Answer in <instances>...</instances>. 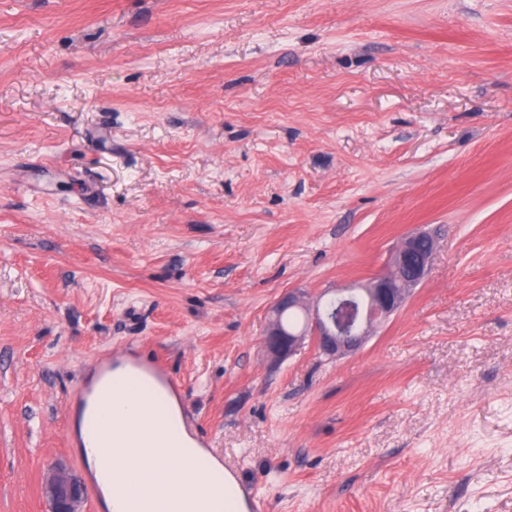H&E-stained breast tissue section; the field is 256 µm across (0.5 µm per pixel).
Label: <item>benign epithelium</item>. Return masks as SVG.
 <instances>
[{
    "instance_id": "1",
    "label": "benign epithelium",
    "mask_w": 512,
    "mask_h": 512,
    "mask_svg": "<svg viewBox=\"0 0 512 512\" xmlns=\"http://www.w3.org/2000/svg\"><path fill=\"white\" fill-rule=\"evenodd\" d=\"M434 254L432 236L417 230L393 251L385 269L365 283L328 289L311 306L292 292L282 294L272 307L274 319L263 341L266 352L281 361L294 355L307 339L328 357L357 350L400 308L410 289L425 279ZM290 311L303 314V326L291 329L283 323ZM41 493L49 512H81L84 489L62 464L49 467Z\"/></svg>"
}]
</instances>
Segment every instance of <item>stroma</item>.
<instances>
[{
	"label": "stroma",
	"mask_w": 512,
	"mask_h": 512,
	"mask_svg": "<svg viewBox=\"0 0 512 512\" xmlns=\"http://www.w3.org/2000/svg\"><path fill=\"white\" fill-rule=\"evenodd\" d=\"M431 268L357 352L273 302ZM161 358L263 512H512V0H0V512Z\"/></svg>",
	"instance_id": "stroma-1"
}]
</instances>
